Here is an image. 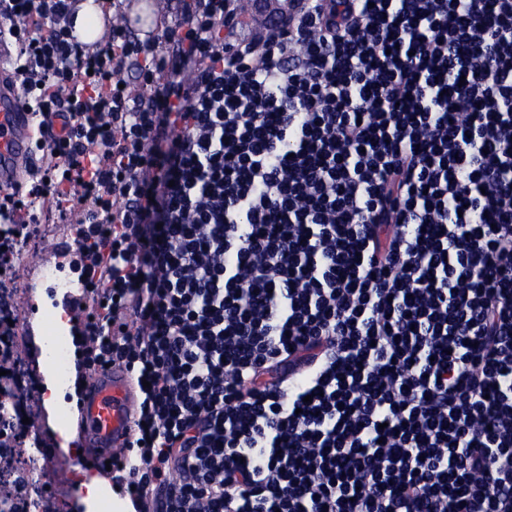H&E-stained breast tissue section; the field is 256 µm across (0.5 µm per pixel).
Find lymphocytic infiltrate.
I'll use <instances>...</instances> for the list:
<instances>
[{
    "mask_svg": "<svg viewBox=\"0 0 512 512\" xmlns=\"http://www.w3.org/2000/svg\"><path fill=\"white\" fill-rule=\"evenodd\" d=\"M0 0L60 137L0 193V481L29 498L14 269L69 224L88 372L141 384L140 512H512V0ZM135 69L137 86L124 73ZM28 210L29 220L16 221ZM101 26L102 20L100 11L97 8L84 4L78 11L75 20L76 29L85 34L83 40L85 42L94 41L98 36Z\"/></svg>",
    "mask_w": 512,
    "mask_h": 512,
    "instance_id": "1",
    "label": "lymphocytic infiltrate"
}]
</instances>
